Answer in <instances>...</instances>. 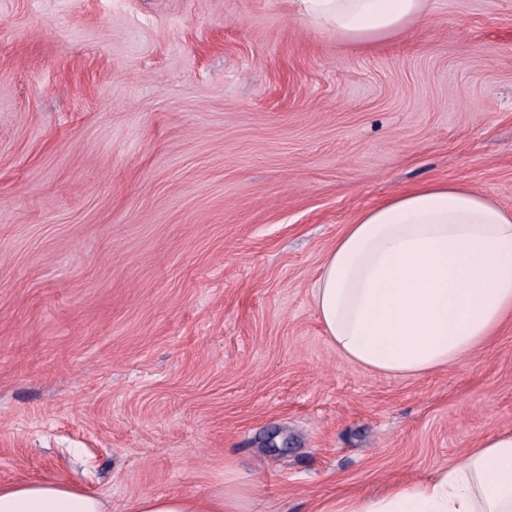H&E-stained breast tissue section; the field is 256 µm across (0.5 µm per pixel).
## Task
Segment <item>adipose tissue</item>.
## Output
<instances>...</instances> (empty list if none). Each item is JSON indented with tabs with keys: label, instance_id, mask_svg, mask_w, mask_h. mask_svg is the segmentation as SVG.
Returning <instances> with one entry per match:
<instances>
[{
	"label": "adipose tissue",
	"instance_id": "adipose-tissue-1",
	"mask_svg": "<svg viewBox=\"0 0 512 512\" xmlns=\"http://www.w3.org/2000/svg\"><path fill=\"white\" fill-rule=\"evenodd\" d=\"M300 19L354 42L401 32L427 0H292ZM313 304L330 343L373 374L453 369L512 314V209L456 182L391 195L346 225L327 253ZM256 483L221 494L143 495L131 512H255ZM0 512H106L53 482L0 485ZM317 512H512V429L377 499L328 497Z\"/></svg>",
	"mask_w": 512,
	"mask_h": 512
}]
</instances>
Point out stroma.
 Listing matches in <instances>:
<instances>
[{"mask_svg":"<svg viewBox=\"0 0 512 512\" xmlns=\"http://www.w3.org/2000/svg\"><path fill=\"white\" fill-rule=\"evenodd\" d=\"M458 181L512 209V0L353 43L290 0H0V484L257 512L429 478L512 429V319L371 374L312 303L359 212ZM234 485L223 494L143 495L133 501L130 512H255L261 486L257 483Z\"/></svg>","mask_w":512,"mask_h":512,"instance_id":"1","label":"stroma"}]
</instances>
